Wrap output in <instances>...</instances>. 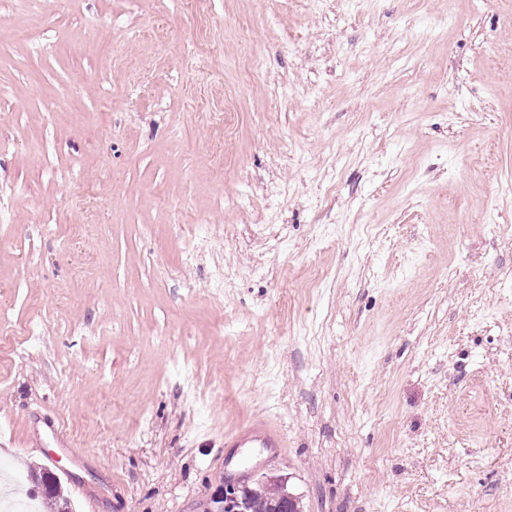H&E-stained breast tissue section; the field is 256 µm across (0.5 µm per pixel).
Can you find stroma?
<instances>
[{
    "mask_svg": "<svg viewBox=\"0 0 512 512\" xmlns=\"http://www.w3.org/2000/svg\"><path fill=\"white\" fill-rule=\"evenodd\" d=\"M447 9L0 0V512H512V0ZM261 486L259 477H230L216 490L205 512H252L253 497Z\"/></svg>",
    "mask_w": 512,
    "mask_h": 512,
    "instance_id": "stroma-1",
    "label": "stroma"
}]
</instances>
